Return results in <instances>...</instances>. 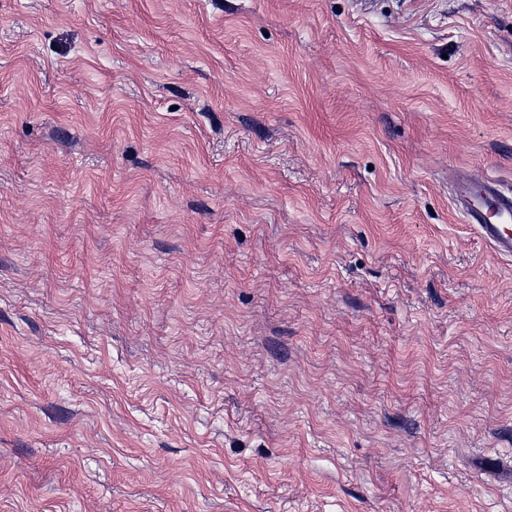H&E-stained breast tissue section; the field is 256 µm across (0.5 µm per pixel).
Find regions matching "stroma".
Here are the masks:
<instances>
[{
	"label": "stroma",
	"instance_id": "1",
	"mask_svg": "<svg viewBox=\"0 0 512 512\" xmlns=\"http://www.w3.org/2000/svg\"><path fill=\"white\" fill-rule=\"evenodd\" d=\"M512 0H0V512H512ZM454 204L495 253L512 257V193L487 179L463 181L456 185Z\"/></svg>",
	"mask_w": 512,
	"mask_h": 512
}]
</instances>
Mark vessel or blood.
<instances>
[{
	"instance_id": "vessel-or-blood-1",
	"label": "vessel or blood",
	"mask_w": 512,
	"mask_h": 512,
	"mask_svg": "<svg viewBox=\"0 0 512 512\" xmlns=\"http://www.w3.org/2000/svg\"><path fill=\"white\" fill-rule=\"evenodd\" d=\"M454 204L495 253L512 257V193L487 179L463 181L456 185Z\"/></svg>"
}]
</instances>
